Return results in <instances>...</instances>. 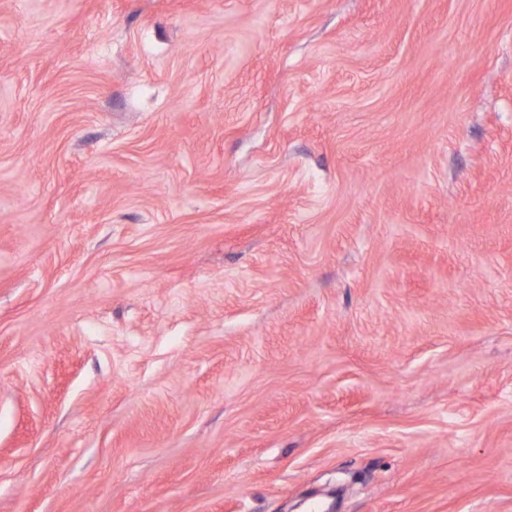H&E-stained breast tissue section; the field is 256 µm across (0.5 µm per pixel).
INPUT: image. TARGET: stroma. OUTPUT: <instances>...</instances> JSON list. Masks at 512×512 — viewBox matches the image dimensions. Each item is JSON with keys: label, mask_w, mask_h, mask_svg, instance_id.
I'll return each mask as SVG.
<instances>
[{"label": "stroma", "mask_w": 512, "mask_h": 512, "mask_svg": "<svg viewBox=\"0 0 512 512\" xmlns=\"http://www.w3.org/2000/svg\"><path fill=\"white\" fill-rule=\"evenodd\" d=\"M512 512V0H0V512Z\"/></svg>", "instance_id": "obj_1"}]
</instances>
